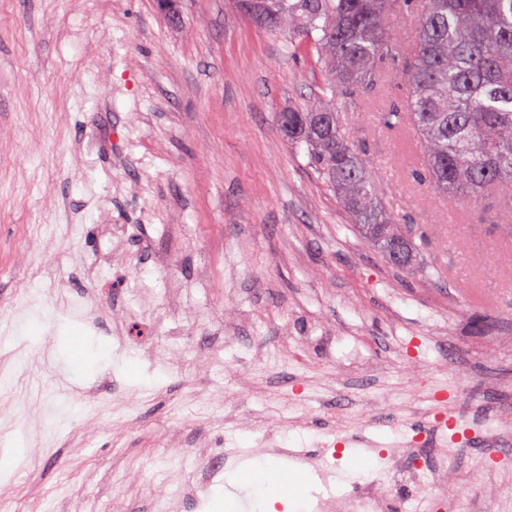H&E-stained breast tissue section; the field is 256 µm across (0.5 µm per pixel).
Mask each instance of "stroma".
<instances>
[{"label": "stroma", "mask_w": 512, "mask_h": 512, "mask_svg": "<svg viewBox=\"0 0 512 512\" xmlns=\"http://www.w3.org/2000/svg\"><path fill=\"white\" fill-rule=\"evenodd\" d=\"M0 0V512H265L240 469L342 456L330 486L358 495L379 470L417 495L382 449L497 466L512 448V225L492 201L447 200L418 177L406 128L378 115L401 82L354 98L343 133L382 204L415 229L401 269L358 235L306 147L277 124L322 76L235 0ZM99 266L90 279L85 270ZM482 284L493 306L449 281ZM176 298L183 339L142 305ZM85 337L81 364L73 336ZM447 481L462 512H512Z\"/></svg>", "instance_id": "1"}]
</instances>
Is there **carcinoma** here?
Masks as SVG:
<instances>
[{
	"label": "carcinoma",
	"instance_id": "carcinoma-1",
	"mask_svg": "<svg viewBox=\"0 0 512 512\" xmlns=\"http://www.w3.org/2000/svg\"><path fill=\"white\" fill-rule=\"evenodd\" d=\"M266 28L292 29L295 48L318 55L321 94L277 115L283 134L306 145L309 165L336 192L359 235L385 258L400 248L410 267L417 249L384 210L365 159L345 140L342 104L383 78L385 60L408 61L404 109L383 114L419 141L435 190L457 204L493 198L512 206V0H419L405 44L385 27L397 0H247Z\"/></svg>",
	"mask_w": 512,
	"mask_h": 512
}]
</instances>
